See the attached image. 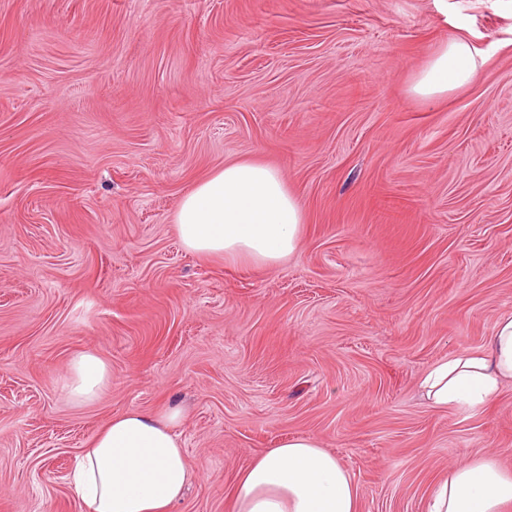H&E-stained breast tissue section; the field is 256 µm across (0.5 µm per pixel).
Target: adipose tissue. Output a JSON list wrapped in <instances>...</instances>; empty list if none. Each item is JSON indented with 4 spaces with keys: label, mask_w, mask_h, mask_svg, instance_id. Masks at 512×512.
Wrapping results in <instances>:
<instances>
[{
    "label": "adipose tissue",
    "mask_w": 512,
    "mask_h": 512,
    "mask_svg": "<svg viewBox=\"0 0 512 512\" xmlns=\"http://www.w3.org/2000/svg\"><path fill=\"white\" fill-rule=\"evenodd\" d=\"M480 63L471 43L443 45L418 75L413 91L441 97L475 82ZM175 224L183 246L272 268L297 250L304 210L280 172L236 160L196 183L181 199ZM72 399L94 400L109 381L105 362L86 351L69 364ZM512 383V314L499 318L486 344L432 366L419 387L434 410L483 407ZM180 409H129L114 415L84 448L69 482L84 512H170L193 473L177 426ZM234 512H360L359 491L336 457L310 437L264 450L240 474ZM426 512H512V472L490 458H467L451 467L431 492Z\"/></svg>",
    "instance_id": "obj_1"
}]
</instances>
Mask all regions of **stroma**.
<instances>
[{
  "label": "stroma",
  "instance_id": "obj_1",
  "mask_svg": "<svg viewBox=\"0 0 512 512\" xmlns=\"http://www.w3.org/2000/svg\"><path fill=\"white\" fill-rule=\"evenodd\" d=\"M476 81L412 85L448 40ZM277 168L298 251L184 248L180 201L224 163ZM512 313V0H0V512H80L75 459L172 403L193 480L312 436L361 512H425L448 467L512 470V384L434 411L419 382ZM110 369L75 404L65 373ZM66 380L74 401L89 402L106 387L109 381V370L99 356L86 351L70 362Z\"/></svg>",
  "mask_w": 512,
  "mask_h": 512
}]
</instances>
